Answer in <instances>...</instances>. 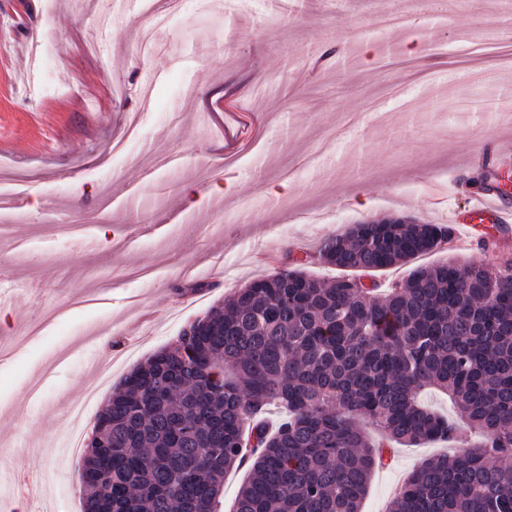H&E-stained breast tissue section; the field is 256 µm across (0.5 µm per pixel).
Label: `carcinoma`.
Instances as JSON below:
<instances>
[{
    "instance_id": "cac0c4a2",
    "label": "carcinoma",
    "mask_w": 512,
    "mask_h": 512,
    "mask_svg": "<svg viewBox=\"0 0 512 512\" xmlns=\"http://www.w3.org/2000/svg\"><path fill=\"white\" fill-rule=\"evenodd\" d=\"M444 224L365 220L318 261L370 273L448 241ZM448 393L477 448L421 461L387 512H512V265L413 268L387 294L361 278L285 267L249 282L127 373L79 465L83 512H218L224 474L252 445L235 512H361L384 445L451 440L457 422L419 398ZM286 415L274 429L268 405Z\"/></svg>"
}]
</instances>
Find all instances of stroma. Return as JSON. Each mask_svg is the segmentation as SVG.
I'll return each instance as SVG.
<instances>
[{"label": "stroma", "instance_id": "1", "mask_svg": "<svg viewBox=\"0 0 512 512\" xmlns=\"http://www.w3.org/2000/svg\"><path fill=\"white\" fill-rule=\"evenodd\" d=\"M0 0V474L37 499L0 512H82L78 460L58 457L70 409L183 327L349 225L444 224L486 181L474 141L512 134V0L446 17L403 0ZM262 128L225 136L217 96ZM335 135L336 149L319 153ZM454 174L436 189L431 175ZM287 183V191L272 187ZM110 225L111 238L97 230ZM422 255L512 264V242ZM441 441L396 448L361 512L386 504Z\"/></svg>", "mask_w": 512, "mask_h": 512}]
</instances>
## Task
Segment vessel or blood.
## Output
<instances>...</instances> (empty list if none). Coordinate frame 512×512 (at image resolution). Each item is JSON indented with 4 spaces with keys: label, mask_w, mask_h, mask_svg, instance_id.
Wrapping results in <instances>:
<instances>
[{
    "label": "vessel or blood",
    "mask_w": 512,
    "mask_h": 512,
    "mask_svg": "<svg viewBox=\"0 0 512 512\" xmlns=\"http://www.w3.org/2000/svg\"><path fill=\"white\" fill-rule=\"evenodd\" d=\"M474 160L490 166V181L483 192L476 194L474 203L467 210L452 213L451 223L463 229L462 234L449 238L448 245L452 248L470 245L477 231L487 224L512 234V219L503 207L504 197L512 194V187L504 179L512 170V147L497 138L486 139L477 145Z\"/></svg>",
    "instance_id": "obj_1"
}]
</instances>
